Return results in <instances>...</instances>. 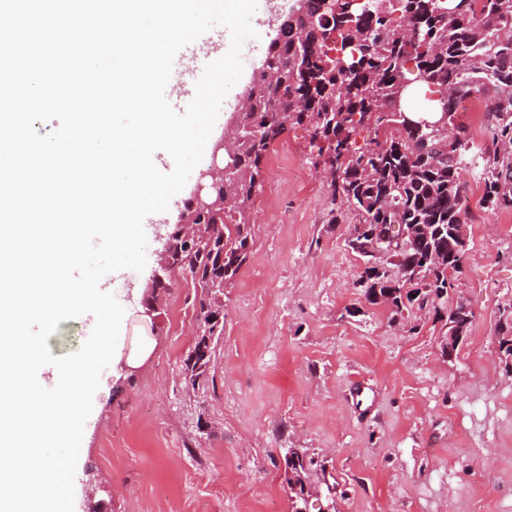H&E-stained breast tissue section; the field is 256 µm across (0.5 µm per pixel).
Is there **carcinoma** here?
<instances>
[{
  "mask_svg": "<svg viewBox=\"0 0 512 512\" xmlns=\"http://www.w3.org/2000/svg\"><path fill=\"white\" fill-rule=\"evenodd\" d=\"M329 16L318 38L290 24L271 41L250 82L247 121L260 138L245 140L236 154L224 218L196 213L198 241L190 246L179 234L172 238L171 264L197 291L199 332L181 369L194 391L205 389L214 338L224 335L221 295L249 254V210L262 161L287 125L308 130L318 146L314 165L334 169L332 199L347 206L354 224L367 226L346 239L365 264L356 287L395 317L416 308L444 329L460 320L465 303L448 305L454 293L448 272H461L466 254V241L451 233L465 223L462 171L481 164L482 207L512 210V0H335ZM267 70L279 73L277 83L265 80ZM419 76L462 135L452 151L448 135L387 110L402 85ZM476 93L488 99L491 122L490 145L475 157L468 128L455 115L457 102ZM369 124L393 126L398 135L360 146L358 131ZM393 224L412 229L407 247L390 248ZM376 257L390 260L395 271L377 272L370 266ZM497 334L511 350L512 311Z\"/></svg>",
  "mask_w": 512,
  "mask_h": 512,
  "instance_id": "cac0c4a2",
  "label": "carcinoma"
}]
</instances>
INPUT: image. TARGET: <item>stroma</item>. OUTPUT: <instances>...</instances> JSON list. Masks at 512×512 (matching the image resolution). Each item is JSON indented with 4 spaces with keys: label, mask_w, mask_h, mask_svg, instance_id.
<instances>
[{
    "label": "stroma",
    "mask_w": 512,
    "mask_h": 512,
    "mask_svg": "<svg viewBox=\"0 0 512 512\" xmlns=\"http://www.w3.org/2000/svg\"><path fill=\"white\" fill-rule=\"evenodd\" d=\"M305 128H288L262 165L247 261L224 290V334L205 391L182 380L195 340V290L178 271L145 306L161 235L213 164L147 225V264L116 293L141 306L154 350L102 373L77 463L74 512H291L286 449H307L319 494L308 512H512V369L498 356L512 304V211L480 204L464 171L468 238L454 295L471 323L452 360L441 325L393 319L366 301L364 263L345 245L352 217L313 165Z\"/></svg>",
    "instance_id": "35a3bbf8"
}]
</instances>
